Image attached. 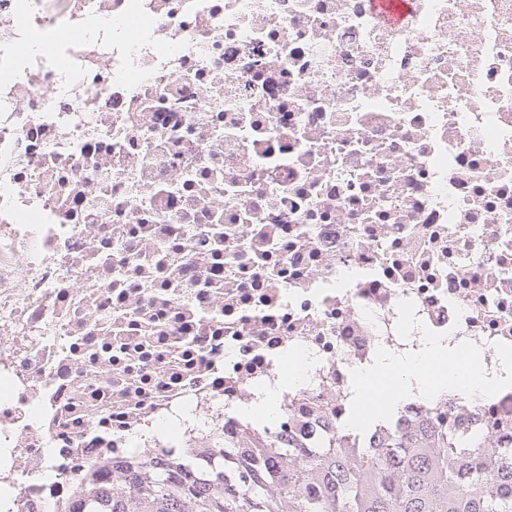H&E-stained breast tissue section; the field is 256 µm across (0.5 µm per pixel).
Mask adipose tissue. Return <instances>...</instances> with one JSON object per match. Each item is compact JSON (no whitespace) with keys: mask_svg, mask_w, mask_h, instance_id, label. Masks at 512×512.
<instances>
[{"mask_svg":"<svg viewBox=\"0 0 512 512\" xmlns=\"http://www.w3.org/2000/svg\"><path fill=\"white\" fill-rule=\"evenodd\" d=\"M448 351V344L442 338L427 337L419 349L405 354L381 350L361 375L375 378L380 383L392 384L397 392L419 395L435 387L493 392L507 384V374L512 371V353L505 351L500 355L502 376L489 378L480 370L483 358L480 348L470 349L468 364L462 370L450 366Z\"/></svg>","mask_w":512,"mask_h":512,"instance_id":"ef3b65f1","label":"adipose tissue"}]
</instances>
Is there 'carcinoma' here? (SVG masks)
<instances>
[{"instance_id": "cac0c4a2", "label": "carcinoma", "mask_w": 512, "mask_h": 512, "mask_svg": "<svg viewBox=\"0 0 512 512\" xmlns=\"http://www.w3.org/2000/svg\"><path fill=\"white\" fill-rule=\"evenodd\" d=\"M240 448L256 456L241 459ZM486 452L439 422L358 453L334 436L304 454L245 433L219 448L229 483L199 484L177 459L128 466L112 495L88 492L86 512H512V460L485 475Z\"/></svg>"}]
</instances>
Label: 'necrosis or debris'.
Returning a JSON list of instances; mask_svg holds the SVG:
<instances>
[{
    "label": "necrosis or debris",
    "mask_w": 512,
    "mask_h": 512,
    "mask_svg": "<svg viewBox=\"0 0 512 512\" xmlns=\"http://www.w3.org/2000/svg\"><path fill=\"white\" fill-rule=\"evenodd\" d=\"M440 336L512 353V0H0V512L212 434L372 448L447 419L512 447V382L401 396ZM307 362L269 419L244 412ZM413 4V0H372L378 18L393 27H400L406 23Z\"/></svg>",
    "instance_id": "1"
}]
</instances>
